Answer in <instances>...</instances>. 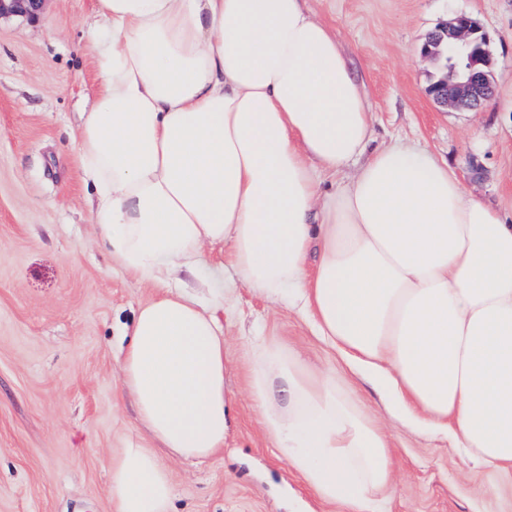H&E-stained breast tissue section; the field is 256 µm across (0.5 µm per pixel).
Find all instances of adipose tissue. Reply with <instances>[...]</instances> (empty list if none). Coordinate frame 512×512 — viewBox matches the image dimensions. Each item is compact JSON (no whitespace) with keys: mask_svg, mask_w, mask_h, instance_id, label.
Returning <instances> with one entry per match:
<instances>
[{"mask_svg":"<svg viewBox=\"0 0 512 512\" xmlns=\"http://www.w3.org/2000/svg\"><path fill=\"white\" fill-rule=\"evenodd\" d=\"M99 89L78 158L97 241L154 288L119 361L144 437L108 461L115 512H168L164 457L228 427L224 327L179 285L227 245L237 281L310 319L403 423L512 476V217L402 141L370 150L365 95L305 0H96ZM352 177H345L346 169ZM266 435L326 503L379 512L390 438L335 374L250 343Z\"/></svg>","mask_w":512,"mask_h":512,"instance_id":"obj_1","label":"adipose tissue"}]
</instances>
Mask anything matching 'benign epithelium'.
<instances>
[{"mask_svg": "<svg viewBox=\"0 0 512 512\" xmlns=\"http://www.w3.org/2000/svg\"><path fill=\"white\" fill-rule=\"evenodd\" d=\"M46 0H0V20L6 17L39 16ZM488 36L476 21L457 15L440 25L421 46L420 54L432 60L446 51L447 63L430 85L429 93L441 107L474 110L494 94V61L487 49Z\"/></svg>", "mask_w": 512, "mask_h": 512, "instance_id": "1", "label": "benign epithelium"}]
</instances>
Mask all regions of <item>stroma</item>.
Masks as SVG:
<instances>
[{
  "label": "stroma",
  "instance_id": "35a3bbf8",
  "mask_svg": "<svg viewBox=\"0 0 512 512\" xmlns=\"http://www.w3.org/2000/svg\"><path fill=\"white\" fill-rule=\"evenodd\" d=\"M362 86L374 147L401 138L456 168L466 192L512 212V0H307ZM464 13L489 36L495 92L476 111L443 110L439 69L418 49ZM102 23L95 0H47L37 20H0V512H114L107 459L134 433L118 361L153 291L113 266L92 234L74 137L95 100ZM229 250L205 249L183 273L209 298L233 279ZM228 338L232 422L224 447L169 464L170 512H347L320 503L262 430L249 396L251 337L276 336L342 377L391 437L384 512H512V485L390 417L361 373L296 311L237 288L217 309Z\"/></svg>",
  "mask_w": 512,
  "mask_h": 512
}]
</instances>
